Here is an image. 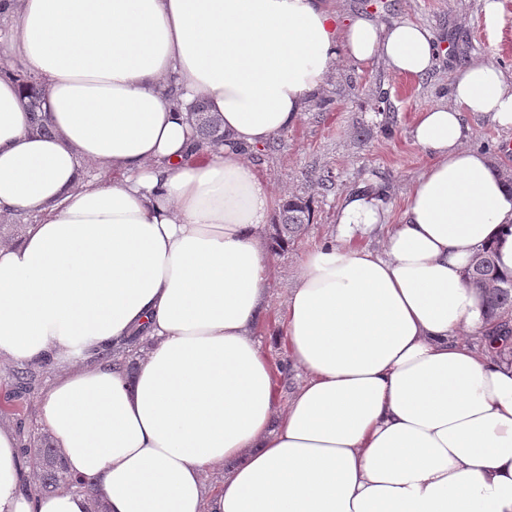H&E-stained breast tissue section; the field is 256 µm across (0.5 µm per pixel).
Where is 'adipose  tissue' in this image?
<instances>
[{
  "instance_id": "adipose-tissue-1",
  "label": "adipose tissue",
  "mask_w": 512,
  "mask_h": 512,
  "mask_svg": "<svg viewBox=\"0 0 512 512\" xmlns=\"http://www.w3.org/2000/svg\"><path fill=\"white\" fill-rule=\"evenodd\" d=\"M343 52L422 78L437 47L328 0H0V222L25 227L0 239V361L52 364L38 421L91 486L37 490L0 424V512H90L94 493L108 512H512V364L462 340L486 332L475 252L512 274V189L464 144L466 114L512 127L495 64L457 67L412 124L430 163L399 223L359 187L303 256L283 328L303 380L275 397L256 327L276 198L251 156ZM199 100L222 145L196 146ZM368 229L381 249L354 245Z\"/></svg>"
}]
</instances>
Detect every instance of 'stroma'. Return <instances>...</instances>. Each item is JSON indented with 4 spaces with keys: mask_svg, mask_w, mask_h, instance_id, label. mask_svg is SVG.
Instances as JSON below:
<instances>
[{
    "mask_svg": "<svg viewBox=\"0 0 512 512\" xmlns=\"http://www.w3.org/2000/svg\"><path fill=\"white\" fill-rule=\"evenodd\" d=\"M342 15L368 13L382 26L407 19L428 27L440 54L429 75L416 79L389 71L379 60L360 64L340 55L335 72L305 108L299 121L278 134L253 160L274 193L310 201L313 219L294 245L272 255L266 285L269 309L257 338L274 364L287 361L278 335L288 290L302 257L336 231L343 197L376 180L388 189L391 223H399L412 183L429 163L410 135L419 112L449 98L455 67L481 58L512 74V0H501L494 22H487L481 0H338ZM468 143L490 154L498 168L512 169V128L490 116L468 119ZM333 171V186L323 185Z\"/></svg>",
    "mask_w": 512,
    "mask_h": 512,
    "instance_id": "obj_1",
    "label": "stroma"
}]
</instances>
